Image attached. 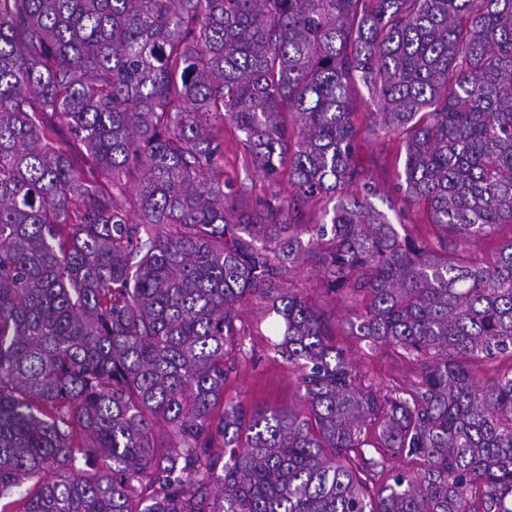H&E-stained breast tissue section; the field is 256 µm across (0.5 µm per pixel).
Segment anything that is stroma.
I'll return each mask as SVG.
<instances>
[{
  "label": "stroma",
  "mask_w": 512,
  "mask_h": 512,
  "mask_svg": "<svg viewBox=\"0 0 512 512\" xmlns=\"http://www.w3.org/2000/svg\"><path fill=\"white\" fill-rule=\"evenodd\" d=\"M241 132L232 124L224 126V175L233 180L240 190V203L255 206L266 198L270 190H277L281 199L293 194L288 179H280L276 188H269L260 173L247 165L240 144ZM405 144L401 138L375 127L372 122L360 121L355 161L367 177L378 187L373 198L374 207L387 211V198L395 197V185L403 171ZM292 288L304 293L309 302L319 307L336 330V341L347 359L373 383L386 386L401 383L413 374L407 358L389 346L368 348L352 336L350 323L355 308L349 301L320 288L312 265L296 269L290 280ZM243 327V352L236 360V370L224 388L228 400H242L252 405L277 404L301 407V393L296 375L289 364L274 353L272 345L278 339L279 329L275 315L269 314L265 304L253 301L240 312Z\"/></svg>",
  "instance_id": "1"
}]
</instances>
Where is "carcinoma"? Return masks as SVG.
<instances>
[{"label":"carcinoma","instance_id":"carcinoma-1","mask_svg":"<svg viewBox=\"0 0 512 512\" xmlns=\"http://www.w3.org/2000/svg\"><path fill=\"white\" fill-rule=\"evenodd\" d=\"M360 83L432 241L369 201ZM224 120L290 199L238 207ZM502 224L512 0H0V512H512V369L476 374L512 361ZM307 259L409 383L346 359ZM254 299L304 418L224 399Z\"/></svg>","mask_w":512,"mask_h":512}]
</instances>
